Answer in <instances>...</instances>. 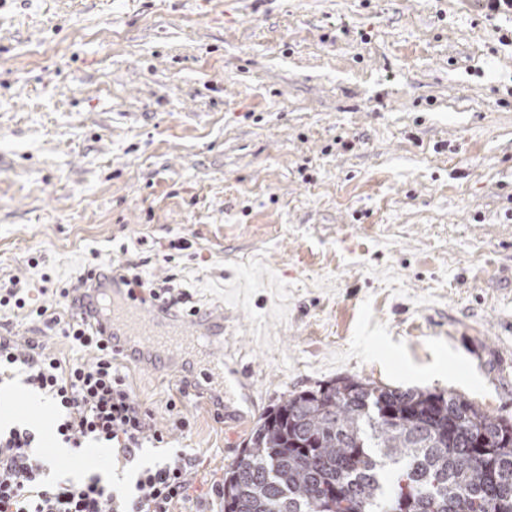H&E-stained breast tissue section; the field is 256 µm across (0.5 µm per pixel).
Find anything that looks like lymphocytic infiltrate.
I'll list each match as a JSON object with an SVG mask.
<instances>
[{
  "instance_id": "obj_1",
  "label": "lymphocytic infiltrate",
  "mask_w": 512,
  "mask_h": 512,
  "mask_svg": "<svg viewBox=\"0 0 512 512\" xmlns=\"http://www.w3.org/2000/svg\"><path fill=\"white\" fill-rule=\"evenodd\" d=\"M122 279L129 293L140 294L143 301L161 299L178 312L185 308L184 293L143 277L134 263H127ZM31 293L17 278L0 282V307L37 319L89 358L66 361L39 344L1 335L0 377L12 370L22 373L26 385L55 402L61 412L57 432L68 447L104 441L119 462L136 469L126 492L97 474L78 481L57 479L51 475L54 460L37 453L29 428L0 430V512H175L189 497L197 457L176 452L142 466L135 460L145 443L164 448L173 432L187 429L178 399L167 403L168 425L157 427L153 411L136 398L121 373L108 340L75 311L72 288H40V295L52 296L49 305L33 304Z\"/></svg>"
}]
</instances>
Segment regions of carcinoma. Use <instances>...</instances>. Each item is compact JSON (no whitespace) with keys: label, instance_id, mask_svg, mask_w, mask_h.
I'll list each match as a JSON object with an SVG mask.
<instances>
[{"label":"carcinoma","instance_id":"carcinoma-1","mask_svg":"<svg viewBox=\"0 0 512 512\" xmlns=\"http://www.w3.org/2000/svg\"><path fill=\"white\" fill-rule=\"evenodd\" d=\"M224 512H512V421L359 378L293 393L251 431Z\"/></svg>","mask_w":512,"mask_h":512}]
</instances>
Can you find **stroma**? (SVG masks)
<instances>
[{
	"mask_svg": "<svg viewBox=\"0 0 512 512\" xmlns=\"http://www.w3.org/2000/svg\"><path fill=\"white\" fill-rule=\"evenodd\" d=\"M510 32L470 0H0V278L131 260L224 313L246 417L185 398L183 512L341 377L512 419ZM119 367L165 420L182 381Z\"/></svg>",
	"mask_w": 512,
	"mask_h": 512,
	"instance_id": "obj_1",
	"label": "stroma"
}]
</instances>
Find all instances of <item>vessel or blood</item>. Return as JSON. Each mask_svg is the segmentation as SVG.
Here are the masks:
<instances>
[{
  "label": "vessel or blood",
  "mask_w": 512,
  "mask_h": 512,
  "mask_svg": "<svg viewBox=\"0 0 512 512\" xmlns=\"http://www.w3.org/2000/svg\"><path fill=\"white\" fill-rule=\"evenodd\" d=\"M75 298L78 310L95 315L114 351L137 365L177 378L196 353H204L206 367L196 390L223 406V393L211 387L214 376L224 372L223 313L181 314L156 302L144 303L132 298L117 278L96 288H79Z\"/></svg>",
  "instance_id": "vessel-or-blood-1"
}]
</instances>
